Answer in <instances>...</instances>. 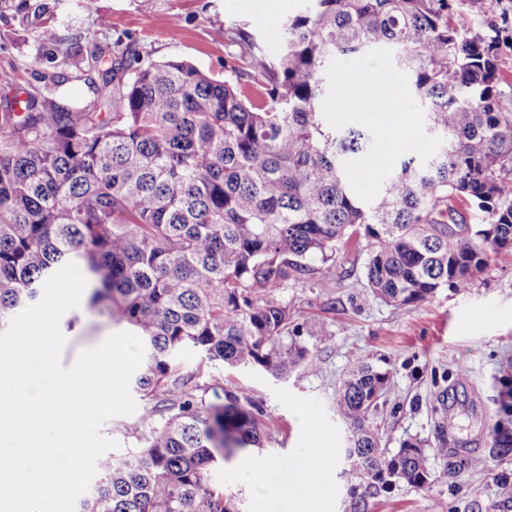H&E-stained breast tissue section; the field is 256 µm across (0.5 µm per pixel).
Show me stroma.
<instances>
[{"instance_id": "1", "label": "stroma", "mask_w": 512, "mask_h": 512, "mask_svg": "<svg viewBox=\"0 0 512 512\" xmlns=\"http://www.w3.org/2000/svg\"><path fill=\"white\" fill-rule=\"evenodd\" d=\"M61 36L79 44L111 45L132 38L152 60L184 59L204 73L222 78L230 67H244L237 46L224 38L227 28L242 26L264 40L270 54L272 38L267 16L284 21L298 13L305 0H46ZM18 0H0V74L10 75L4 95L43 92L41 68L32 66L37 46L28 32ZM367 250L347 244L336 254V276L315 278L273 289L272 299L288 305L302 327L298 339L308 360L287 379L277 380L259 369L219 367L198 371L196 351L182 353L183 369L197 373L200 386L220 378L225 389L243 391L260 404L273 426L263 432L262 447L239 451L217 469L213 479L237 499L240 512H257L245 470L257 471L269 494L287 481L288 459L307 446L324 449L332 485L315 512H349L348 484L343 476L350 461L344 450L349 432L336 413L340 382L351 365L365 359L388 373L399 400L380 404L370 419L388 452L407 440L426 448H453L463 443L469 455H487L498 420L502 379L512 371V251L491 254L486 272L466 291L443 287L426 301L397 307L375 296L365 266ZM78 321L65 332L63 367L110 335L121 332L109 310L88 316L86 305L74 308ZM457 419L451 431L441 429L448 409ZM160 419L145 400H137L128 416L107 420L103 436L121 450L136 447L131 425L148 429ZM365 512H512V456L485 470L463 473L448 482L414 487L403 482L367 498Z\"/></svg>"}]
</instances>
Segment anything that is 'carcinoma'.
<instances>
[{"label":"carcinoma","mask_w":512,"mask_h":512,"mask_svg":"<svg viewBox=\"0 0 512 512\" xmlns=\"http://www.w3.org/2000/svg\"><path fill=\"white\" fill-rule=\"evenodd\" d=\"M42 13L32 65L75 67L91 96L61 105V73L47 93L0 106V331L59 267H81L95 282L89 308L107 305L142 340L134 388L160 420L129 427L136 448L98 459L75 512H237L211 472L261 447L267 415L217 380L192 384L179 352L288 375L306 349L271 289L335 277L339 245L354 236L369 248V288L397 307L444 286L464 291L489 253L512 250V80L499 64L512 34L460 24L452 0H308L281 26L276 57L247 30H225L247 69L221 80L185 60L146 59L133 41L73 50ZM381 51L439 147L392 167L365 199L347 161L367 156L373 136L328 125L321 103L336 63ZM461 202L488 223L455 225ZM392 390L360 360L338 391L351 512L395 481L422 487L487 466L435 448L433 472L417 440L386 456L370 417ZM498 416L491 458L502 461L511 400Z\"/></svg>","instance_id":"carcinoma-1"}]
</instances>
